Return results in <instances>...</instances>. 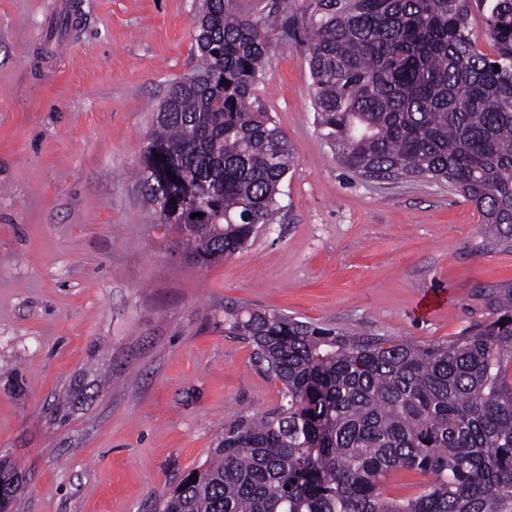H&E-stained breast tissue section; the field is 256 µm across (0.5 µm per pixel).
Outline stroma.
I'll list each match as a JSON object with an SVG mask.
<instances>
[{
  "label": "stroma",
  "instance_id": "1",
  "mask_svg": "<svg viewBox=\"0 0 512 512\" xmlns=\"http://www.w3.org/2000/svg\"><path fill=\"white\" fill-rule=\"evenodd\" d=\"M195 5L0 0V456L27 479L11 512H155L225 423L276 407L280 383L225 310L429 344L512 288V250L447 183L337 163L300 37L273 24L255 95L294 154L276 210L240 253L181 259L135 172L171 84L198 67ZM63 13L72 27L49 41ZM93 379L98 396L53 423ZM99 384L92 382H75L73 387L68 391L65 398L58 404L55 409V419L59 422H65L71 413V409L77 404L82 403L88 398H92L98 392Z\"/></svg>",
  "mask_w": 512,
  "mask_h": 512
}]
</instances>
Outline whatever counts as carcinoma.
Here are the masks:
<instances>
[{"mask_svg":"<svg viewBox=\"0 0 512 512\" xmlns=\"http://www.w3.org/2000/svg\"><path fill=\"white\" fill-rule=\"evenodd\" d=\"M477 2L492 58L469 0H307L302 44L318 133L341 166L445 180L511 248L512 0ZM192 27L201 64L170 86L140 177L153 223L203 268L269 223L294 157L252 101L268 26L235 0H200ZM224 331L253 347L280 403L225 424L161 512H512V289L490 318L427 346L247 309L225 313ZM98 388L74 383L55 417ZM396 471L426 481L392 497ZM23 483L0 462V512Z\"/></svg>","mask_w":512,"mask_h":512,"instance_id":"1","label":"carcinoma"}]
</instances>
